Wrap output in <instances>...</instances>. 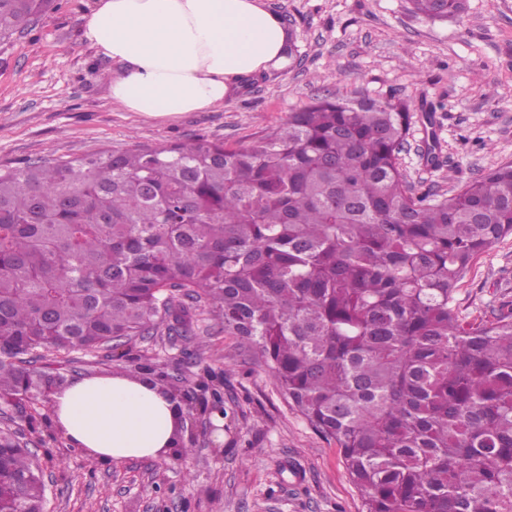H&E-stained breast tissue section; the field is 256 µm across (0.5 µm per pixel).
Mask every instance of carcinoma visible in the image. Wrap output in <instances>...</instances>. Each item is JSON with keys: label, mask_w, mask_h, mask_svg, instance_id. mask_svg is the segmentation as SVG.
Masks as SVG:
<instances>
[{"label": "carcinoma", "mask_w": 512, "mask_h": 512, "mask_svg": "<svg viewBox=\"0 0 512 512\" xmlns=\"http://www.w3.org/2000/svg\"><path fill=\"white\" fill-rule=\"evenodd\" d=\"M51 0H0V41ZM430 20L464 0H411ZM409 108L321 99L268 137L188 139L0 168V404L67 385L32 360L219 312L336 441L366 512H512V311L455 305L473 258L512 234V163L448 197L400 167ZM0 512L45 485L0 430Z\"/></svg>", "instance_id": "obj_1"}]
</instances>
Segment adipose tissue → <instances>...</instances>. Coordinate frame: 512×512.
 <instances>
[{
    "label": "adipose tissue",
    "mask_w": 512,
    "mask_h": 512,
    "mask_svg": "<svg viewBox=\"0 0 512 512\" xmlns=\"http://www.w3.org/2000/svg\"><path fill=\"white\" fill-rule=\"evenodd\" d=\"M84 37L118 65L112 104L148 118L223 106L280 70L292 40L265 0H94ZM51 413L72 447L116 463L165 458L179 417L160 383L122 373L72 382Z\"/></svg>",
    "instance_id": "adipose-tissue-1"
}]
</instances>
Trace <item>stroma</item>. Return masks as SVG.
Instances as JSON below:
<instances>
[{"label": "stroma", "mask_w": 512, "mask_h": 512, "mask_svg": "<svg viewBox=\"0 0 512 512\" xmlns=\"http://www.w3.org/2000/svg\"><path fill=\"white\" fill-rule=\"evenodd\" d=\"M266 2L293 35L294 60L222 107L151 119L108 97L116 66L83 39L93 0H53L37 23L0 42V166L135 143L235 147L336 95L409 104L399 158L416 192L449 195L512 162V0H467L461 18L435 22L409 0ZM455 302L469 321L512 309V235L473 259ZM192 328L187 338L137 336L46 358L72 380L132 363L179 372L188 390L204 373L217 376L222 424L198 406L183 408V425L197 431L191 453L96 462L60 434L50 402L26 403L30 423L0 406V427L17 431L42 471L46 512H364L335 441L289 403L253 350L213 314L193 311Z\"/></svg>", "instance_id": "stroma-1"}]
</instances>
